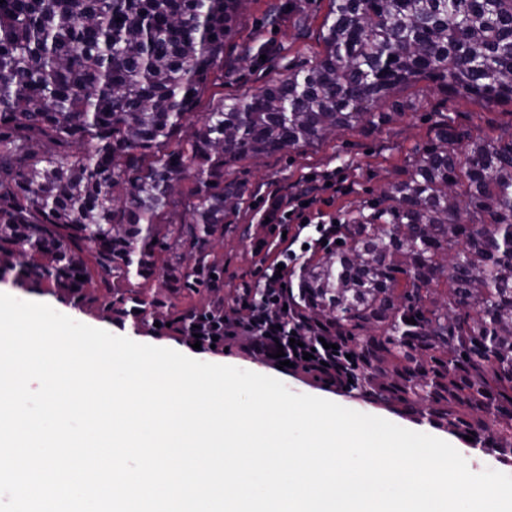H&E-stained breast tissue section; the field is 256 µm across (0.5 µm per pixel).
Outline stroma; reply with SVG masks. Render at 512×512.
Segmentation results:
<instances>
[{
    "label": "stroma",
    "instance_id": "35a3bbf8",
    "mask_svg": "<svg viewBox=\"0 0 512 512\" xmlns=\"http://www.w3.org/2000/svg\"><path fill=\"white\" fill-rule=\"evenodd\" d=\"M271 2L248 0L235 34L224 46L225 54L231 57L232 74L209 84L198 105L199 111L217 106L224 97L252 94L271 81L286 78L296 68L313 62L322 51V23L329 0H296V10L282 13L274 24L267 20ZM259 44L267 49L262 60L246 53L247 47ZM395 98L408 102L409 107L381 130H350L326 144L250 158L226 169V179L243 183L246 192L236 211L225 215L224 237L214 244L211 262L221 270L249 272L256 267L254 237L267 238L270 246H277L276 236L259 224L271 192L290 194L306 179H313L322 186L323 198L309 209V217L324 214L341 220L400 178L412 153L432 140L438 118H446L456 126L484 129L512 122V109L508 106L488 104L467 96L449 98L427 80L399 89ZM144 285L148 295L174 303L179 312L189 308L223 309L225 318L236 323L237 330L233 336L225 338L223 350L214 352V359L238 367H259L264 375L286 380L288 389L295 393L330 401L339 396L363 413L402 427L417 425V418L369 403L357 389L326 385L300 369H278L254 354L251 336L239 328L248 314L234 302L237 293L234 282L201 286L199 294L194 296L159 273L146 279ZM0 292L21 300L45 303L60 312L78 309L82 323L117 336L136 335L152 345L173 350L187 348L179 334L156 329L161 314L127 317L123 312L99 305L98 298L103 294L99 288L89 289L90 300L80 308L75 307L69 292L62 288L48 293L38 288H20L6 280L0 282Z\"/></svg>",
    "mask_w": 512,
    "mask_h": 512
}]
</instances>
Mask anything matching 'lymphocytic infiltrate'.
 <instances>
[{"label": "lymphocytic infiltrate", "mask_w": 512, "mask_h": 512, "mask_svg": "<svg viewBox=\"0 0 512 512\" xmlns=\"http://www.w3.org/2000/svg\"><path fill=\"white\" fill-rule=\"evenodd\" d=\"M316 190V185L308 182L294 195H271L264 214L286 237L280 240L274 257L261 258L255 270L240 275L236 302L245 305L249 313L245 328L252 334L256 355L265 359L284 351L295 366L318 374L327 384L344 386L357 376L352 360L347 359L345 349L324 348L318 333L299 329L290 320L284 309L288 276L278 271L279 265H291L303 256L305 246L336 240L334 223H311L306 212ZM295 340L302 342L303 355L294 353L291 343Z\"/></svg>", "instance_id": "lymphocytic-infiltrate-1"}]
</instances>
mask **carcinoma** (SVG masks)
<instances>
[{
  "label": "carcinoma",
  "instance_id": "cac0c4a2",
  "mask_svg": "<svg viewBox=\"0 0 512 512\" xmlns=\"http://www.w3.org/2000/svg\"><path fill=\"white\" fill-rule=\"evenodd\" d=\"M245 2L0 4V277L79 307L97 277L103 304L152 314L137 279L213 273L245 192L226 168L379 130L380 105L420 79L512 105V0H330L312 65L198 112ZM511 228L512 130L438 121L302 265L295 317L354 351L369 402L512 456Z\"/></svg>",
  "mask_w": 512,
  "mask_h": 512
}]
</instances>
